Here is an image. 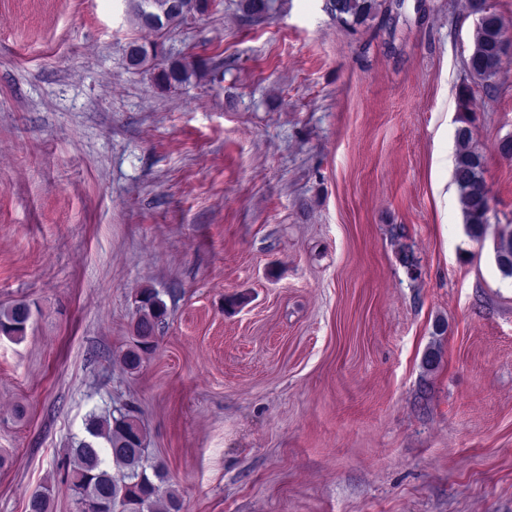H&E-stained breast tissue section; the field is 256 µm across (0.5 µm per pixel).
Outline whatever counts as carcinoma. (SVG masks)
Masks as SVG:
<instances>
[{
  "label": "carcinoma",
  "instance_id": "obj_1",
  "mask_svg": "<svg viewBox=\"0 0 512 512\" xmlns=\"http://www.w3.org/2000/svg\"><path fill=\"white\" fill-rule=\"evenodd\" d=\"M132 21L140 28L163 37L196 16L218 6L216 0H128ZM391 0H329V13L340 25L353 28L372 22L391 11ZM244 15L260 17L269 9L268 0H239ZM475 16L473 46L465 59L471 83L461 87L459 107L463 126L456 130L458 148L453 178L457 186L467 233L475 240L485 235L491 220L489 189L484 177L483 154L473 145L472 105L475 89L494 88L506 55L501 17L491 10L488 0H470ZM128 65L153 73L163 89L177 88L196 74L194 63L164 57L163 43L149 45L131 42L126 49ZM496 263L505 277H512V238H501L495 246ZM139 317L135 324L138 343L122 356L125 367L134 371L141 366L142 353L155 343L156 330L166 313V304L157 291L140 292ZM31 308L17 302L0 310V334L21 340L25 336ZM87 436L73 442L65 462L66 478L79 494L80 512H181L178 494L165 490L164 465L149 457L139 419L131 412L89 414L85 422ZM52 488L43 486L33 492L28 512H48Z\"/></svg>",
  "mask_w": 512,
  "mask_h": 512
}]
</instances>
